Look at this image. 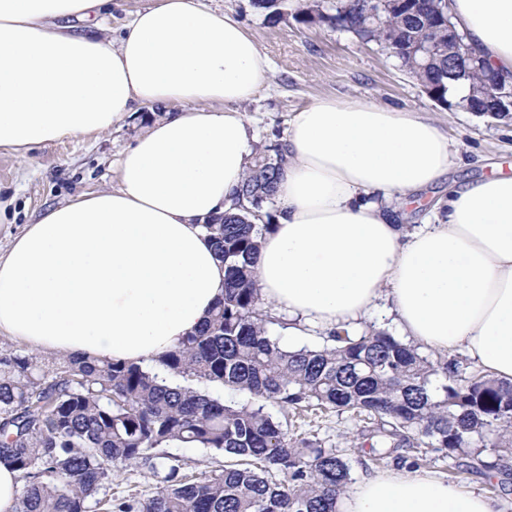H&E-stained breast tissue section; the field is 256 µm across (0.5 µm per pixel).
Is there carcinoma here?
<instances>
[{
	"mask_svg": "<svg viewBox=\"0 0 512 512\" xmlns=\"http://www.w3.org/2000/svg\"><path fill=\"white\" fill-rule=\"evenodd\" d=\"M275 24L293 5L252 0ZM414 13L392 8L385 34L394 58L439 106L460 86L491 73L448 68L446 6ZM357 39L361 9L331 0L329 15L301 10ZM286 155L279 142L252 153L233 207L203 228L224 262V296L209 320L147 364L69 356L49 368L28 353L0 351V463L19 472L20 512H338L351 483L335 448L290 436L268 406H320L363 415L361 438L375 459L398 449L435 448L472 474H487L512 455V382L467 371L385 330L335 331L319 347L288 349L286 322L262 306L254 268L268 224L253 218L274 204ZM224 390L249 396L226 403ZM177 443L231 459L201 480L180 475ZM146 465L162 489L141 503L101 498L114 468Z\"/></svg>",
	"mask_w": 512,
	"mask_h": 512,
	"instance_id": "carcinoma-1",
	"label": "carcinoma"
}]
</instances>
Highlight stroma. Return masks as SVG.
Here are the masks:
<instances>
[{"label": "stroma", "instance_id": "1", "mask_svg": "<svg viewBox=\"0 0 512 512\" xmlns=\"http://www.w3.org/2000/svg\"><path fill=\"white\" fill-rule=\"evenodd\" d=\"M214 8L234 14L258 44L268 63V78L253 100L240 107L254 132L255 144L281 140L294 114L319 99L373 101L434 119L448 136L454 164L449 179L476 178L495 171L512 172V124L465 111L450 112L432 101L414 78L379 47L322 25H304L293 16L268 23L252 0H205ZM143 108L112 131L91 138L51 143L27 156L0 149V198L9 207L0 220V255L24 225L45 209L69 202L90 190L116 187V163L122 151L144 132L152 118ZM273 415L288 424L297 437L317 439L337 448L351 468L353 481L399 471L393 459L377 462L358 434L361 418L320 409L305 411L273 407ZM466 492L490 499L497 512H512V459L494 476L457 473L452 459L428 451L421 465ZM158 480L142 465L114 470L106 492L113 498L140 501L155 496Z\"/></svg>", "mask_w": 512, "mask_h": 512}]
</instances>
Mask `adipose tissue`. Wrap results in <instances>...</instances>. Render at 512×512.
<instances>
[{
	"mask_svg": "<svg viewBox=\"0 0 512 512\" xmlns=\"http://www.w3.org/2000/svg\"><path fill=\"white\" fill-rule=\"evenodd\" d=\"M112 0H0V148L97 135L145 106L173 107L122 153L118 185L46 210L0 256V334L65 356L146 363L174 348L224 294L202 230L232 207L252 153L239 107L267 79L241 22L205 0H156L117 37L72 32ZM467 42L512 73V0H448ZM276 224L255 266L287 333L355 330L390 300L402 332L462 351L512 381V175L465 183L412 233L393 199L437 184L451 164L431 119L367 101L297 112ZM341 512H495L424 472L364 478Z\"/></svg>",
	"mask_w": 512,
	"mask_h": 512,
	"instance_id": "ef3b65f1",
	"label": "adipose tissue"
}]
</instances>
